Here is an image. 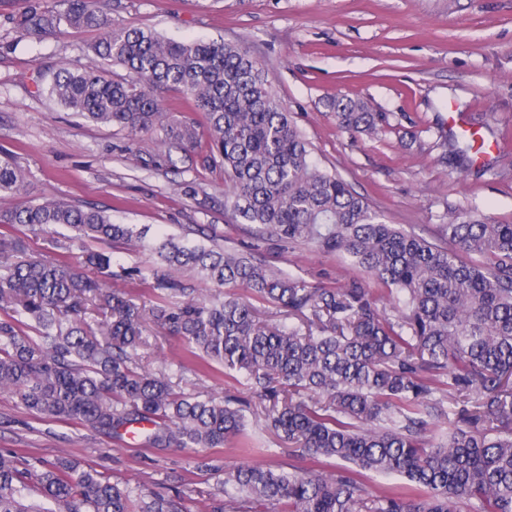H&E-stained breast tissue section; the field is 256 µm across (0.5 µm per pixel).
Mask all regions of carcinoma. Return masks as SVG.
I'll return each mask as SVG.
<instances>
[{
	"instance_id": "1",
	"label": "carcinoma",
	"mask_w": 512,
	"mask_h": 512,
	"mask_svg": "<svg viewBox=\"0 0 512 512\" xmlns=\"http://www.w3.org/2000/svg\"><path fill=\"white\" fill-rule=\"evenodd\" d=\"M17 27L39 40L63 28L95 29L96 58L122 66L61 65L49 93L95 124L131 138L160 130L191 153L195 124L164 111L176 88L207 119L209 155L232 185L224 212L262 238L338 253L373 281L403 295L395 318L358 280L310 288L251 252L186 236H147L95 208L62 199L17 203L25 175L0 156V224L32 233L61 229L48 255H27L21 236L0 238V393L44 419H75L94 432L144 422L163 448L248 454L251 403L185 392L150 367L152 322L185 345L205 375L219 366L241 377L266 428L288 442L294 463L276 470L226 466L198 512H512V222L454 211L448 240L435 243L389 224L336 173L320 168L259 62L239 44L164 39L122 26L110 0H53L25 8ZM339 125L375 134L386 114L361 98L329 102ZM122 242L155 258L146 306L105 288L111 256H73L75 242ZM478 255L483 262L468 257ZM240 288L299 321H260ZM448 395L461 403L448 436L426 438ZM322 459L345 466L324 472ZM405 485L371 491L366 473ZM33 484L45 509L22 491ZM191 497L145 498L90 466L46 464L0 451V512H190Z\"/></svg>"
}]
</instances>
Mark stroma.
<instances>
[{
	"mask_svg": "<svg viewBox=\"0 0 512 512\" xmlns=\"http://www.w3.org/2000/svg\"><path fill=\"white\" fill-rule=\"evenodd\" d=\"M22 0H0V151L27 171L25 198H62L106 211L113 223L209 239L257 253L310 287L362 281L347 259L301 244L259 240L224 212L231 184L220 166L168 149L156 132L129 139L69 112L46 87L64 63L86 64L94 30L43 41L16 26ZM124 26L174 41L246 45L320 167L344 178L389 223L438 239L450 212L479 209L512 220V0H112ZM361 98L388 122L377 136L341 129L327 101ZM491 140L485 162L462 164L449 118ZM112 257L108 288L154 299L150 252L96 246ZM258 452L233 447L159 450L112 438L75 420L42 421L0 395V451L94 467L135 492L213 491L217 472L242 461L289 463L279 437L252 423Z\"/></svg>",
	"mask_w": 512,
	"mask_h": 512,
	"instance_id": "1",
	"label": "stroma"
}]
</instances>
